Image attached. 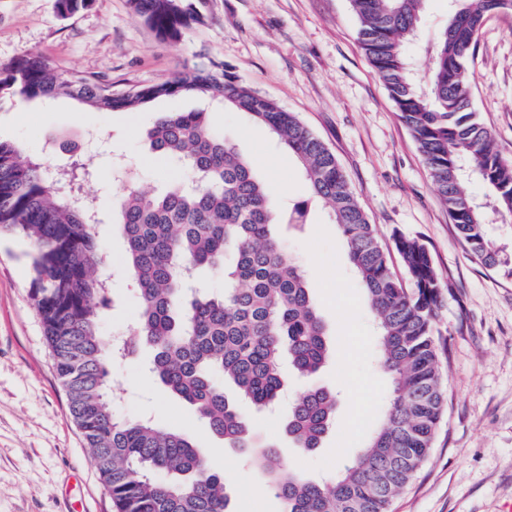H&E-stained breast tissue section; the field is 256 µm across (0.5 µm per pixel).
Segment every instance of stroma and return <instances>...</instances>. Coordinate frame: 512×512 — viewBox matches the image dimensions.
Masks as SVG:
<instances>
[{
    "mask_svg": "<svg viewBox=\"0 0 512 512\" xmlns=\"http://www.w3.org/2000/svg\"><path fill=\"white\" fill-rule=\"evenodd\" d=\"M203 12L205 22L182 41L164 42L129 0H94L66 19L55 0H0V65L38 53L53 70L94 75L120 92L215 62L294 113L335 155L382 245L393 249L398 232L419 239L448 284L438 317L447 412L428 459L392 512H512V276L485 266L457 235L413 137L364 54L350 0H206ZM447 12L448 0H429L420 41L408 47L418 81L428 76L423 45L442 30ZM469 69L477 117L510 158L512 14L486 19ZM199 107L192 98L159 99L134 112H98L68 99L0 100V138L49 164H66L71 153L48 149L46 138L62 134L77 146L86 133L98 136L97 178L81 190L99 206L100 240L112 258V288L100 308L104 338L134 335L139 310L124 239L112 220V201L124 191L112 180V156L122 155L137 188L163 189L182 169L151 153L145 134L162 113ZM211 120L253 162L276 199L286 205L310 200L298 161L264 125L229 108L214 110ZM286 247L305 268L328 329L332 360L315 382L340 389L343 399L311 452L292 448L274 416L246 402L239 409L255 443L278 446L306 478L329 480L366 446L391 383L373 360L372 315L326 211L312 206L307 231L288 237ZM31 288L26 246L0 237V512H115L69 412ZM151 356L145 346L137 357L110 364V377L122 389L113 411L188 434L223 475L232 512H282L267 476L149 378Z\"/></svg>",
    "mask_w": 512,
    "mask_h": 512,
    "instance_id": "35a3bbf8",
    "label": "stroma"
}]
</instances>
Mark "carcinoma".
I'll return each mask as SVG.
<instances>
[{
  "label": "carcinoma",
  "mask_w": 512,
  "mask_h": 512,
  "mask_svg": "<svg viewBox=\"0 0 512 512\" xmlns=\"http://www.w3.org/2000/svg\"><path fill=\"white\" fill-rule=\"evenodd\" d=\"M428 0H350L359 39L429 169L448 217L486 266L503 267L488 226L512 218V159L496 149L476 118L469 61L492 14L512 13V0H450L445 27L426 44L430 79L418 83L407 46L421 30ZM93 0H56L67 18ZM163 41H178L203 15L190 0H130ZM63 96L100 111L135 110L156 99L219 101L265 125L299 161L311 198L328 209L347 262L373 314L376 356L392 392L383 422L367 446L331 483L296 472L270 445L255 452L247 421L217 384L268 410L285 388L283 363L314 376L330 363L327 330L305 272L288 256L277 226L301 234L308 204L282 206L253 165L210 120V112H166L148 131L153 152L179 162L186 176L161 194L137 189L115 201L116 221L139 302L137 338L153 349L152 378L188 403L224 446L238 448L270 474L283 512H389L431 451L447 409L437 311L448 285L418 239L394 235L411 288L393 274L375 225L335 156L291 112L220 65L180 72L157 84L113 93L95 77L54 72L37 54L0 67V98ZM47 164L0 139V235L28 245L31 299L43 325L69 410L90 448L116 512H228L224 477L185 434L112 411L98 305L109 288L99 211L78 202L72 186L93 175L74 160L51 182ZM480 181L490 208L476 205L468 184ZM505 268V267H503ZM224 270V292L202 273ZM512 275V268H505ZM337 394L311 387L279 419L294 447L312 451L334 423Z\"/></svg>",
  "instance_id": "1"
}]
</instances>
